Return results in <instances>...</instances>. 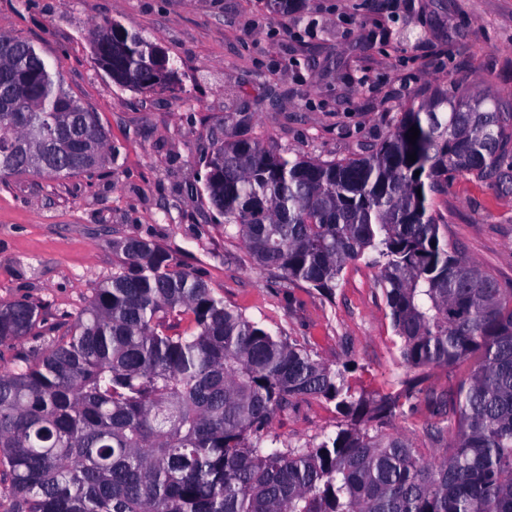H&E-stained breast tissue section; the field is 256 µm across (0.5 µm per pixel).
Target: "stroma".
<instances>
[{
	"label": "stroma",
	"mask_w": 512,
	"mask_h": 512,
	"mask_svg": "<svg viewBox=\"0 0 512 512\" xmlns=\"http://www.w3.org/2000/svg\"><path fill=\"white\" fill-rule=\"evenodd\" d=\"M117 22L155 40L173 88L135 91L97 69L92 27ZM0 34L39 48L109 138L93 175L0 182V300L40 305L34 335L0 346V369L59 336L111 275L116 237L155 242L225 305L317 352L371 396L411 370L398 357L373 255L349 263L334 296L256 265L209 208L204 160L237 134L284 153L351 158L383 141L397 112L437 90L512 95V0H0ZM434 209L448 239L512 284V193L451 176ZM334 403L305 399L273 433L334 434Z\"/></svg>",
	"instance_id": "stroma-1"
}]
</instances>
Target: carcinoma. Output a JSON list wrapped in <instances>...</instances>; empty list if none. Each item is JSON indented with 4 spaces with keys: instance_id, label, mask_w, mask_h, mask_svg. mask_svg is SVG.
<instances>
[{
    "instance_id": "cac0c4a2",
    "label": "carcinoma",
    "mask_w": 512,
    "mask_h": 512,
    "mask_svg": "<svg viewBox=\"0 0 512 512\" xmlns=\"http://www.w3.org/2000/svg\"><path fill=\"white\" fill-rule=\"evenodd\" d=\"M97 67L124 88L173 86L164 49L119 23L96 25ZM416 143H410L411 127ZM108 135L31 43L0 35V178L89 174ZM416 154L410 161L409 155ZM208 200L249 257L287 281L335 294L346 265L376 254L400 360L468 364L454 390L424 377L358 395L340 370L274 335L151 241L115 239L112 276L67 334L0 371V487L6 512H512V287L448 242L433 210L448 175L512 191V99L443 89L399 113L355 158L289 159L230 138L204 163ZM186 319L174 332L170 321ZM41 322L0 301V343ZM336 402L335 435L281 443L274 415ZM425 406L426 457L388 433Z\"/></svg>"
}]
</instances>
